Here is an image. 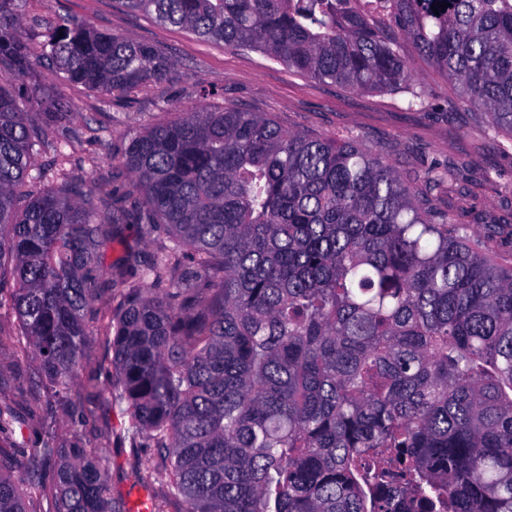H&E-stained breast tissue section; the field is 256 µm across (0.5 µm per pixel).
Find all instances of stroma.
<instances>
[{
    "instance_id": "35a3bbf8",
    "label": "stroma",
    "mask_w": 512,
    "mask_h": 512,
    "mask_svg": "<svg viewBox=\"0 0 512 512\" xmlns=\"http://www.w3.org/2000/svg\"><path fill=\"white\" fill-rule=\"evenodd\" d=\"M22 34L42 50L54 26L69 20L94 30L132 36L161 47L175 64L172 80L154 83L134 97L104 95L61 79L47 61L36 66L39 82L66 101L73 118L62 137L69 147L68 170L95 196L121 190L132 175L123 162L130 133L171 121L193 107L238 104L255 112L274 113L284 128L314 134L343 132L380 150L400 170L449 168L451 178L434 196L451 223L483 232L512 212V150L486 138L463 112L448 109V85L423 60L414 68L429 91L426 108L408 107L399 93H370L320 83L255 51H239L201 41L195 35L164 26L126 10L119 0H26L20 11ZM213 89L200 97V86ZM72 387L85 405L82 422H71L52 408L63 444L92 449L108 447L112 465L108 484L115 499L133 507L140 495L152 501V512H176L164 487L147 483L142 466L156 454L147 440L127 434L124 408L109 406L112 350L93 335L88 358ZM38 377L24 358L0 357V399L12 404L29 400Z\"/></svg>"
}]
</instances>
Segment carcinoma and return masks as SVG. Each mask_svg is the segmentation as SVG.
<instances>
[{
    "label": "carcinoma",
    "instance_id": "obj_1",
    "mask_svg": "<svg viewBox=\"0 0 512 512\" xmlns=\"http://www.w3.org/2000/svg\"><path fill=\"white\" fill-rule=\"evenodd\" d=\"M132 12L292 72L424 106L411 53L448 83V107L512 143V0H121ZM0 0V350L45 380L0 431L70 396L104 336L127 431L153 441L150 481L181 512H512V262L434 204L448 170L402 174L345 133L284 129L265 112L194 109L128 138L125 196L97 198L53 136L68 104L42 89ZM43 58L62 79L132 96L167 80L155 45L71 20ZM26 76L33 97L9 89ZM36 104L39 112L28 111ZM53 153L45 167L36 150ZM107 213L99 214V205ZM168 245L105 252L128 226ZM30 496L0 442V512H118L111 458L67 447L42 418Z\"/></svg>",
    "mask_w": 512,
    "mask_h": 512
}]
</instances>
